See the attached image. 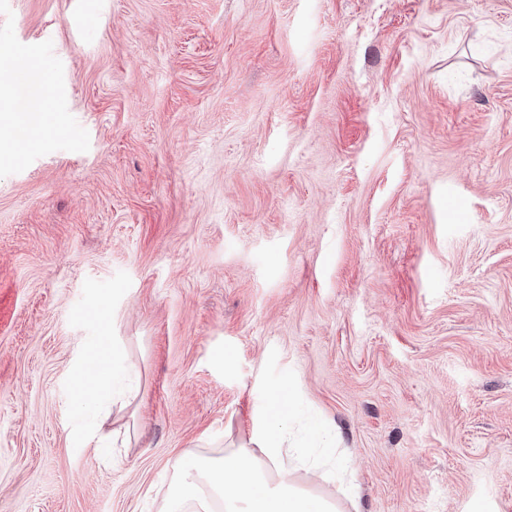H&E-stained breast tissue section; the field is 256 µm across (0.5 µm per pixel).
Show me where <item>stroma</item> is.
I'll return each mask as SVG.
<instances>
[{"label":"stroma","mask_w":512,"mask_h":512,"mask_svg":"<svg viewBox=\"0 0 512 512\" xmlns=\"http://www.w3.org/2000/svg\"><path fill=\"white\" fill-rule=\"evenodd\" d=\"M21 44L0 512H160L275 388L362 512H512V0H0ZM96 345L138 395L82 418Z\"/></svg>","instance_id":"35a3bbf8"}]
</instances>
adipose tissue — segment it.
Segmentation results:
<instances>
[{
    "label": "adipose tissue",
    "mask_w": 512,
    "mask_h": 512,
    "mask_svg": "<svg viewBox=\"0 0 512 512\" xmlns=\"http://www.w3.org/2000/svg\"><path fill=\"white\" fill-rule=\"evenodd\" d=\"M276 425L267 416L247 443L211 463L177 457L170 481L156 489L161 512H341L295 483L297 466L279 445Z\"/></svg>",
    "instance_id": "obj_1"
}]
</instances>
